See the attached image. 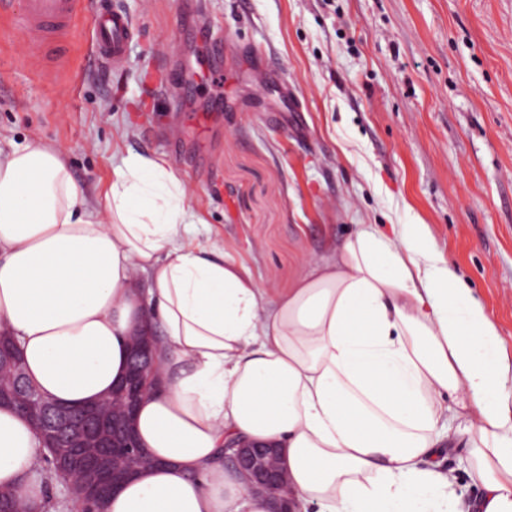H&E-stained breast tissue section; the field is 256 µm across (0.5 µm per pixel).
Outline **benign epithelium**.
<instances>
[{"instance_id":"obj_1","label":"benign epithelium","mask_w":512,"mask_h":512,"mask_svg":"<svg viewBox=\"0 0 512 512\" xmlns=\"http://www.w3.org/2000/svg\"><path fill=\"white\" fill-rule=\"evenodd\" d=\"M158 356L152 337L132 345L128 371L110 398L79 406H64L44 399L28 382L18 348L0 337V378L11 380L0 392V404L21 409L33 422L41 444L50 453L63 448L58 458L63 470L78 471L79 481L67 482L79 502L102 500L121 481L148 462L133 432L134 408L149 389L150 374ZM224 461L243 472L253 489H265L289 512L283 493L282 463L275 448H256L237 441L224 445Z\"/></svg>"}]
</instances>
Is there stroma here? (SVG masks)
Listing matches in <instances>:
<instances>
[{"instance_id": "35a3bbf8", "label": "stroma", "mask_w": 512, "mask_h": 512, "mask_svg": "<svg viewBox=\"0 0 512 512\" xmlns=\"http://www.w3.org/2000/svg\"><path fill=\"white\" fill-rule=\"evenodd\" d=\"M110 0L136 35L98 66L79 20L63 81L0 12V149L56 141L104 187L121 156L167 161L215 246L258 287L360 224L429 225L512 354V0ZM177 39L213 76L163 89Z\"/></svg>"}]
</instances>
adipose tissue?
I'll return each instance as SVG.
<instances>
[{
    "mask_svg": "<svg viewBox=\"0 0 512 512\" xmlns=\"http://www.w3.org/2000/svg\"><path fill=\"white\" fill-rule=\"evenodd\" d=\"M191 214L152 156L123 157L99 195L62 145L0 151V334L30 383L52 402L98 401L132 337L161 338L158 385L133 416L151 462L102 512H270L222 460L234 438L278 450L302 508L512 512V357L429 225H358L280 291L185 243ZM455 435L481 485L472 503L438 462ZM41 454L0 405V491L43 506Z\"/></svg>",
    "mask_w": 512,
    "mask_h": 512,
    "instance_id": "adipose-tissue-1",
    "label": "adipose tissue"
}]
</instances>
